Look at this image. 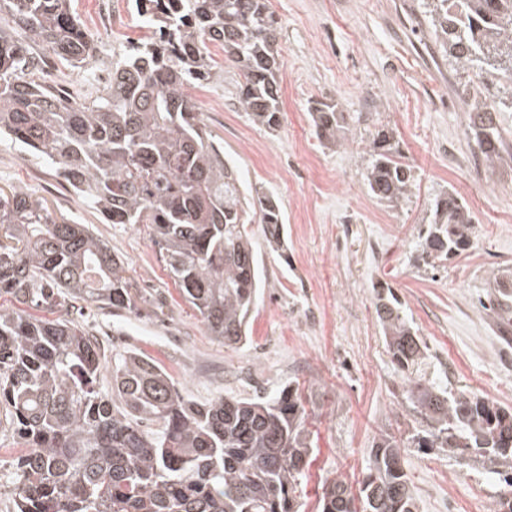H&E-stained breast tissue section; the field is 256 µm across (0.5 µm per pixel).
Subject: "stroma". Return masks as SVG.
<instances>
[{"label": "stroma", "mask_w": 512, "mask_h": 512, "mask_svg": "<svg viewBox=\"0 0 512 512\" xmlns=\"http://www.w3.org/2000/svg\"><path fill=\"white\" fill-rule=\"evenodd\" d=\"M426 0H270L279 18L283 120L277 132L255 125L238 103L240 77L211 46L209 80L187 87L242 186L273 192L287 227L286 256L267 246L253 224L264 286L249 313L250 339L230 349L210 336L183 299L148 228L108 224L45 161L0 140V188L27 190L94 235L129 264L163 314L84 308L92 328L108 326L107 354L133 349L171 374L197 403L299 387L313 451L299 479V512H320L326 484L351 490L382 436L403 439V468L417 512H491L511 491L472 454L412 443L426 427L376 321L377 294L401 302L426 346V378L452 391H473L512 407V342L482 308L493 270L512 267V155L487 165L477 154L463 104L467 73L456 69L425 17ZM97 56L82 67L43 53L31 79L84 96L102 85L112 62L148 34L134 0H72ZM339 104L349 129L340 147L315 136L308 107ZM393 132L412 168L404 198L386 204L363 183L368 143ZM453 189L476 219L469 256L427 265L418 233L431 205ZM20 440L0 430V512H16L13 462Z\"/></svg>", "instance_id": "stroma-1"}]
</instances>
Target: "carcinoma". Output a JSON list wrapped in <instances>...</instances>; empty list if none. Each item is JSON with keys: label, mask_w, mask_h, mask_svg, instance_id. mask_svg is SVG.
<instances>
[{"label": "carcinoma", "mask_w": 512, "mask_h": 512, "mask_svg": "<svg viewBox=\"0 0 512 512\" xmlns=\"http://www.w3.org/2000/svg\"><path fill=\"white\" fill-rule=\"evenodd\" d=\"M136 5L152 36L131 44L89 99L24 77L33 43L73 68L96 57L71 0H0V135L46 160L107 223L147 225L186 302L210 335L234 349L248 338L262 283L251 225L262 224L282 255L284 218L274 196L241 190L186 86L211 76L208 45H218L239 70L241 109L277 131L281 24L269 0ZM428 7L443 49L473 74L469 127L492 165L505 146L496 114L512 108V0H430ZM489 85L508 95H485ZM309 113L323 144L345 143L346 115L337 104L317 101ZM368 147V193L387 204L405 197L413 175L399 143L381 130ZM418 239L428 265L474 248L473 215L457 192L434 198ZM488 287L498 331L511 336L512 268L492 272ZM2 294L49 313L79 302L136 318L148 305L163 308L87 225L0 188ZM375 313L408 398L427 421L412 441L473 454L498 475L507 468L504 482L512 487V408L414 376L425 352L400 303L379 296ZM103 362L79 322L0 308V426L26 448L15 463L19 512H298L293 493L311 453L299 389L199 404L161 364L134 350L113 356L112 386L104 390ZM415 510L394 436L372 448L358 497L334 480L321 498V512Z\"/></svg>", "instance_id": "cac0c4a2"}]
</instances>
